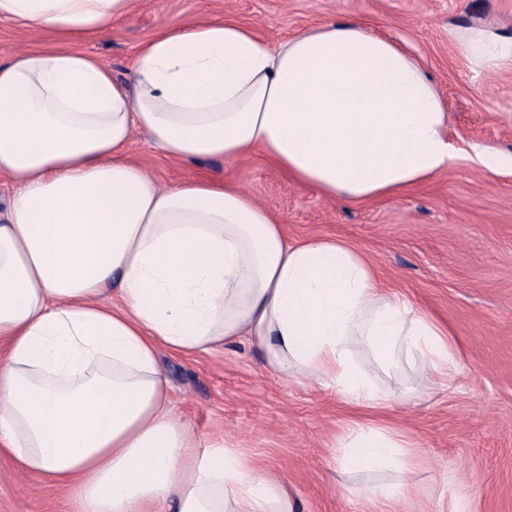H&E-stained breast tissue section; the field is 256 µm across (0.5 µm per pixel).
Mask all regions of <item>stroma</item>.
<instances>
[{"instance_id":"obj_1","label":"stroma","mask_w":512,"mask_h":512,"mask_svg":"<svg viewBox=\"0 0 512 512\" xmlns=\"http://www.w3.org/2000/svg\"><path fill=\"white\" fill-rule=\"evenodd\" d=\"M228 15L270 45L329 21L355 20L415 58L449 112L456 156L433 180L363 204L326 199L254 155L185 163L135 134L128 154L162 185L208 176L241 185L282 220L290 241L332 237L366 253L386 281L448 323L461 349L451 384L402 395L375 419L415 442L411 476L340 473L335 442L361 414L334 388L283 381L248 340L192 357L161 351L179 411L202 439L276 472L298 512H378L365 498L401 486L393 512H512V167L489 172L479 144L512 154V67L476 69L454 42L460 30L512 33V0H140L111 31L83 39L125 79L138 46L160 25ZM0 512H71L66 490L20 471L0 452Z\"/></svg>"}]
</instances>
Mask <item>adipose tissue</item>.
<instances>
[{
	"label": "adipose tissue",
	"mask_w": 512,
	"mask_h": 512,
	"mask_svg": "<svg viewBox=\"0 0 512 512\" xmlns=\"http://www.w3.org/2000/svg\"><path fill=\"white\" fill-rule=\"evenodd\" d=\"M138 4L0 0V23L57 39L0 61V178L13 186L0 214V450L68 488L74 512H294L275 473L195 435L160 350L245 336L281 378L375 408L394 396L375 371L449 380L460 348L356 247L289 242L233 182L159 185L127 146L138 132L182 162L258 154L362 203L447 168L448 109L414 59L354 21L275 48L227 18L165 26L115 80L73 44ZM455 43L479 69L512 66L510 35L476 26ZM338 445L346 472L412 467L393 428L357 423Z\"/></svg>",
	"instance_id": "ef3b65f1"
}]
</instances>
